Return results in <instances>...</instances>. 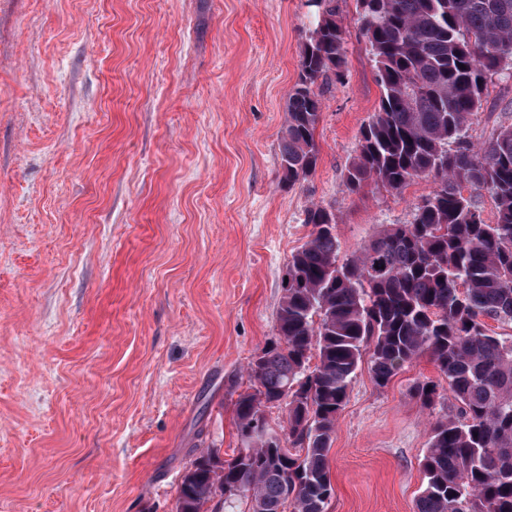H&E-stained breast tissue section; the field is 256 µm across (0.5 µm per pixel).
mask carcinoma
Returning <instances> with one entry per match:
<instances>
[{"mask_svg": "<svg viewBox=\"0 0 512 512\" xmlns=\"http://www.w3.org/2000/svg\"><path fill=\"white\" fill-rule=\"evenodd\" d=\"M318 16L288 92L281 136L284 177L316 168L314 132L322 91L342 82L345 29L335 0H313ZM381 87L378 111L360 132L343 176L354 194L374 183L392 190L419 177L432 192L410 224H392L339 259L332 214L307 210L308 239L288 259L276 315L278 338L248 365L251 391L238 395L240 448L216 471L201 455L182 479L177 512H326L332 495L328 450L363 355L386 386L426 354L448 380L458 415L431 425L421 460L417 512H512V124L479 148L472 116L494 80H512V0H356ZM485 190L488 224L464 191ZM316 363H311V359ZM415 393L432 409L436 385ZM284 410L283 425L257 422Z\"/></svg>", "mask_w": 512, "mask_h": 512, "instance_id": "obj_1", "label": "carcinoma"}]
</instances>
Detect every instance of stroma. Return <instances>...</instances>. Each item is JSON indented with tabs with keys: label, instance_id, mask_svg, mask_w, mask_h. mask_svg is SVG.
I'll return each mask as SVG.
<instances>
[{
	"label": "stroma",
	"instance_id": "1",
	"mask_svg": "<svg viewBox=\"0 0 512 512\" xmlns=\"http://www.w3.org/2000/svg\"><path fill=\"white\" fill-rule=\"evenodd\" d=\"M336 10L344 81L291 184L280 136L309 0H0V512H176L201 452L239 447L234 403L277 335L307 209L332 213L344 258L412 222L431 179L342 185L381 89L356 0ZM510 124L497 80L468 135ZM447 391L428 356L384 387L362 361L327 512H416Z\"/></svg>",
	"mask_w": 512,
	"mask_h": 512
}]
</instances>
